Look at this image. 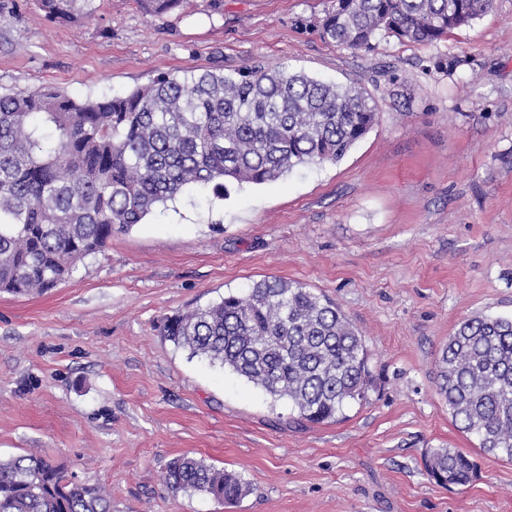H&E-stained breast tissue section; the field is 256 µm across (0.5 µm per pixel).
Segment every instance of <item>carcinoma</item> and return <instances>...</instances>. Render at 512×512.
<instances>
[{
	"mask_svg": "<svg viewBox=\"0 0 512 512\" xmlns=\"http://www.w3.org/2000/svg\"><path fill=\"white\" fill-rule=\"evenodd\" d=\"M95 0H39L47 19L82 23ZM145 14L182 0H138ZM492 0H333L320 37L369 52L377 35L435 45L469 27ZM377 122L364 93L287 69L164 72L124 95L76 101L52 86L0 93V291L42 293L183 189L263 184L296 167L338 162ZM164 336L232 371L310 423L334 422L367 399L369 353L323 294L282 278L168 318ZM438 388L455 426L485 453L512 460V318L467 317L438 358ZM427 475L464 485L456 448H428ZM175 492L226 504L249 487L237 474L181 455ZM0 512H110L106 492L70 481L43 457H0Z\"/></svg>",
	"mask_w": 512,
	"mask_h": 512,
	"instance_id": "carcinoma-1",
	"label": "carcinoma"
}]
</instances>
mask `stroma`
<instances>
[{
	"mask_svg": "<svg viewBox=\"0 0 512 512\" xmlns=\"http://www.w3.org/2000/svg\"><path fill=\"white\" fill-rule=\"evenodd\" d=\"M331 0H184L146 15L96 0L53 23L0 0V93L49 85L83 100L161 72L289 68L369 98L378 120L338 163L188 189L41 294L0 292V456L36 453L104 489L112 512H512V461L454 425L434 377L459 322L512 317V0L436 45L324 41ZM454 62L453 71L438 68ZM279 277L336 302L373 382L345 418L301 423L284 401L166 340V317ZM477 476L444 487L436 446ZM237 473L238 503L174 492L180 455ZM427 475L442 485H464L475 474L470 457L456 448H427L423 455Z\"/></svg>",
	"mask_w": 512,
	"mask_h": 512,
	"instance_id": "1",
	"label": "stroma"
}]
</instances>
